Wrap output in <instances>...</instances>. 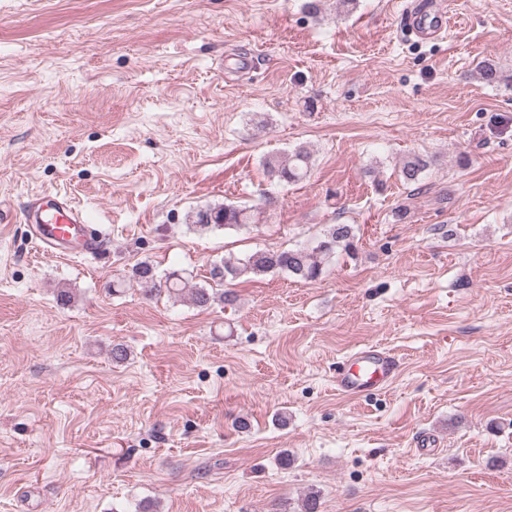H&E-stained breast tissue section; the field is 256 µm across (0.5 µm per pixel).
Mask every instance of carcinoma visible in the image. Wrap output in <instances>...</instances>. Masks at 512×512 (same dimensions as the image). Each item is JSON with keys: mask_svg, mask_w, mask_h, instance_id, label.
<instances>
[{"mask_svg": "<svg viewBox=\"0 0 512 512\" xmlns=\"http://www.w3.org/2000/svg\"><path fill=\"white\" fill-rule=\"evenodd\" d=\"M479 75L486 84H497L504 80L499 68L490 61L481 63ZM431 164L432 159L428 157L411 155L399 166V179L406 184H416ZM312 166L313 153L304 145L295 148L283 159L270 156L263 160L266 173L286 185L305 179ZM250 219L249 210L231 204L207 206L188 215L189 227L197 231L239 228L249 223ZM353 249L354 233L351 225L332 224L322 236L305 247L282 251H256L239 259H225L214 264L210 270L213 287L196 285L190 289L191 302L199 308H207L217 301L227 299L229 293L218 291L224 284L269 273L286 272L302 280L315 281L324 274L326 265L337 251L348 253ZM133 277L142 293L150 298L162 293L178 297L187 290L186 282L178 272L173 271L159 276L155 267L146 261L134 266Z\"/></svg>", "mask_w": 512, "mask_h": 512, "instance_id": "obj_1", "label": "carcinoma"}]
</instances>
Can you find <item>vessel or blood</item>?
I'll return each instance as SVG.
<instances>
[{"mask_svg":"<svg viewBox=\"0 0 512 512\" xmlns=\"http://www.w3.org/2000/svg\"><path fill=\"white\" fill-rule=\"evenodd\" d=\"M407 20L423 38L447 33L451 15L446 8H409ZM34 239L42 251L62 257L88 258L103 254V237L87 224L82 210L70 198L44 193L33 199L25 214ZM400 364L390 352L376 346L355 349L336 369L335 386L343 396L359 398L391 387Z\"/></svg>","mask_w":512,"mask_h":512,"instance_id":"1","label":"vessel or blood"}]
</instances>
